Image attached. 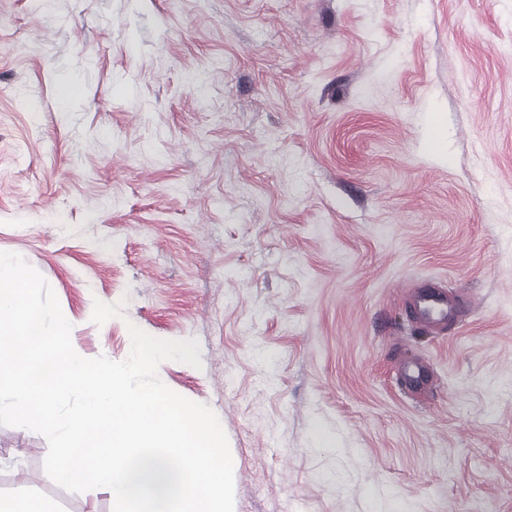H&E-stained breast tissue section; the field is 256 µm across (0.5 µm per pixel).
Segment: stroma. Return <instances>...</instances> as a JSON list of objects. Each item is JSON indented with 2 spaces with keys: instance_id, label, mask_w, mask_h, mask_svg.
<instances>
[{
  "instance_id": "obj_1",
  "label": "stroma",
  "mask_w": 512,
  "mask_h": 512,
  "mask_svg": "<svg viewBox=\"0 0 512 512\" xmlns=\"http://www.w3.org/2000/svg\"><path fill=\"white\" fill-rule=\"evenodd\" d=\"M0 251L88 357L198 340L234 512H512V0H0ZM47 452L0 500L112 512ZM411 312L417 321L425 325L448 324L455 317L448 296L432 285L419 289L414 296Z\"/></svg>"
}]
</instances>
